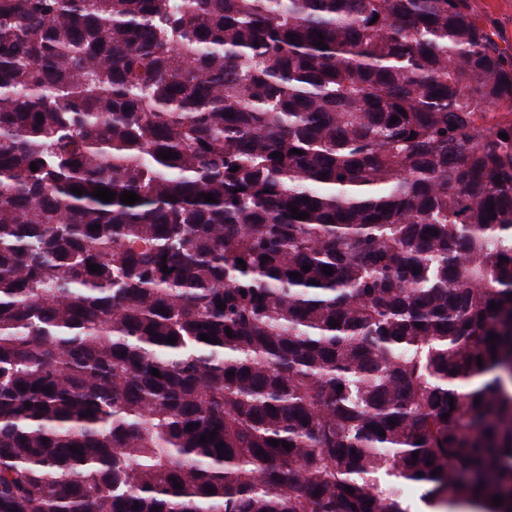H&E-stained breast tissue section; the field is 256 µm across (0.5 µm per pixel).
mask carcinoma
Segmentation results:
<instances>
[{
  "instance_id": "obj_1",
  "label": "carcinoma",
  "mask_w": 512,
  "mask_h": 512,
  "mask_svg": "<svg viewBox=\"0 0 512 512\" xmlns=\"http://www.w3.org/2000/svg\"><path fill=\"white\" fill-rule=\"evenodd\" d=\"M504 104L469 0H0V512H512Z\"/></svg>"
}]
</instances>
